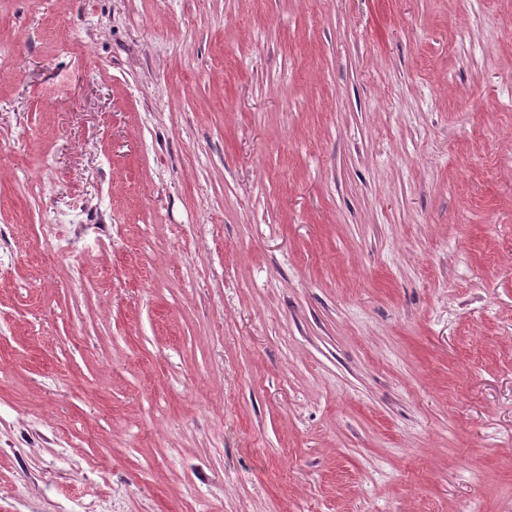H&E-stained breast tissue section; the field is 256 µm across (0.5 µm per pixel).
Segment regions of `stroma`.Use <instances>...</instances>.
<instances>
[{
    "mask_svg": "<svg viewBox=\"0 0 512 512\" xmlns=\"http://www.w3.org/2000/svg\"><path fill=\"white\" fill-rule=\"evenodd\" d=\"M0 512H512V0H0ZM44 230L56 240L57 251L60 256L69 262L78 261L81 258L79 251L70 238L66 224H43Z\"/></svg>",
    "mask_w": 512,
    "mask_h": 512,
    "instance_id": "stroma-1",
    "label": "stroma"
}]
</instances>
